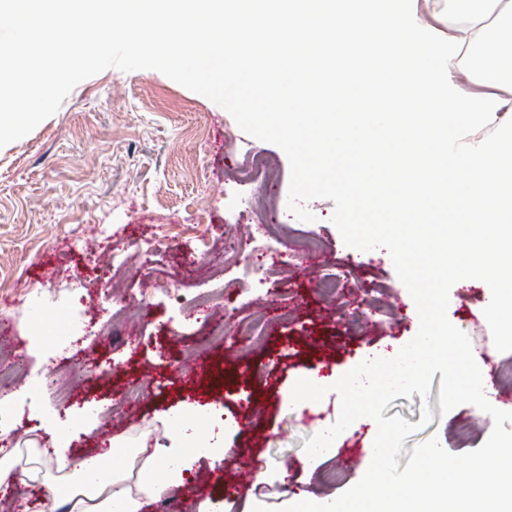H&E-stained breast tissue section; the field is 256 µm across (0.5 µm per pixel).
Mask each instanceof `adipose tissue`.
Returning <instances> with one entry per match:
<instances>
[{"label":"adipose tissue","instance_id":"ef3b65f1","mask_svg":"<svg viewBox=\"0 0 512 512\" xmlns=\"http://www.w3.org/2000/svg\"><path fill=\"white\" fill-rule=\"evenodd\" d=\"M426 340L421 343L413 367L414 375H423L430 363L444 354L446 348H455L457 337L440 320H430L424 331ZM220 413L211 410L208 419L189 417L178 429L166 436L165 442L154 448L141 447L137 453L145 470L151 471V482L133 478L128 470V457L116 456L105 461L103 456L81 460L77 466H69L62 449L19 452L0 457V482L11 473L20 472V483L29 487L46 486L49 496L40 502L38 512H112L120 506L121 512H144L149 502L159 500L169 490L184 484L192 471L196 458V446H204L205 455L211 460H223L224 433L218 428ZM89 485L93 491L91 502L76 496H59L58 488L72 483Z\"/></svg>","mask_w":512,"mask_h":512}]
</instances>
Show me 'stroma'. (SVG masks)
Segmentation results:
<instances>
[{
	"label": "stroma",
	"instance_id": "obj_1",
	"mask_svg": "<svg viewBox=\"0 0 512 512\" xmlns=\"http://www.w3.org/2000/svg\"><path fill=\"white\" fill-rule=\"evenodd\" d=\"M268 157L262 180L235 181L249 146ZM290 165L278 146L244 133L233 117L209 98L162 73L124 72L110 67L80 82L55 114L23 138L0 148V324L6 345L22 356L25 376L0 388V403L13 405L14 448H48L57 423L51 400L30 395V377L54 379L72 396L69 415L84 418L65 449L70 462L101 453L106 443L138 438L154 443L183 404L220 401L230 427L225 462L196 461L181 502L229 503L233 512L261 505L278 512L306 488L318 498H337L355 485L373 454L368 426L351 424L314 471L304 466L307 439L336 418L337 395L315 410L296 413L287 404L295 382L313 375H343L378 351H392L419 330L415 303L399 280L387 249L347 247L331 221L334 203L307 201L315 222L295 223L290 213L273 260L278 266L261 282L247 264L260 243L256 219L238 205L240 197L267 191L276 202L289 196ZM316 234L323 255L353 259L350 278L338 280L339 295L350 288L386 287L391 313L376 331L346 333L340 303L313 288L300 244ZM130 257L120 266L113 246ZM235 255L239 264L213 275L214 253ZM147 264L149 279L137 274ZM224 293V308L199 319L193 298ZM43 298L41 317L57 324L72 312L86 324L84 340L57 348L28 341L26 294ZM489 294L486 283L449 292L447 316L471 340L474 354L493 340L476 315ZM132 315L120 335L101 334L113 306ZM233 322H226V315ZM264 319L261 338L240 335L251 318ZM265 369L256 382L253 372ZM440 378L428 396L399 397L384 417L417 424L398 457L406 465L414 445L438 438L461 454L482 446L492 417L471 404L442 416ZM138 386L136 410L125 408L126 390ZM112 404L111 420H86L97 397ZM433 420L421 424L424 411ZM471 431L455 436L457 421Z\"/></svg>",
	"mask_w": 512,
	"mask_h": 512
}]
</instances>
